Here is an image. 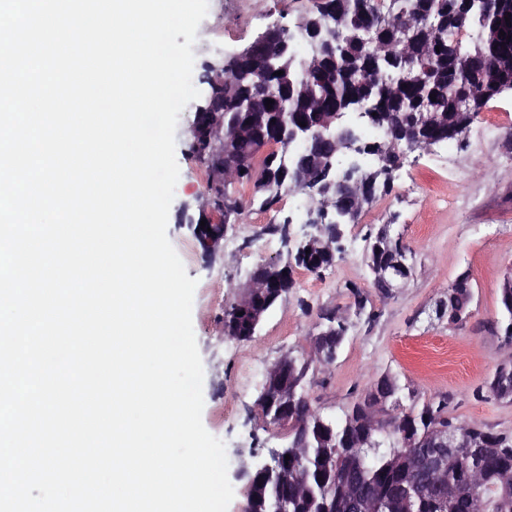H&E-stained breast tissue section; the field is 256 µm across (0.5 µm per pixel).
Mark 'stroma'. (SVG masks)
I'll list each match as a JSON object with an SVG mask.
<instances>
[{"label": "stroma", "instance_id": "35a3bbf8", "mask_svg": "<svg viewBox=\"0 0 512 512\" xmlns=\"http://www.w3.org/2000/svg\"><path fill=\"white\" fill-rule=\"evenodd\" d=\"M307 7L308 0H209L193 47L194 76L247 47L268 26L294 25ZM194 113L187 105L177 123L180 174L167 234L197 281L192 323L204 368L202 421L226 446L234 489L228 512H241L245 503L241 470L288 442L287 428L269 423L259 405L268 369L309 351L325 314L336 310L347 319L348 336L331 365L307 373L313 409L339 415L388 374L412 402L444 397L449 418L512 435V400L483 397L496 368L512 358V343L499 327L500 283L512 271V91L491 100L463 139L408 153L392 192L343 225L344 259L318 276L294 268L293 288L247 342L224 337V310L259 262L287 261L308 233L307 197L285 193L269 208H245L226 224L220 246L203 252L193 233L204 217L206 191L205 169L189 151ZM385 223L410 246L414 266L404 286L389 293L372 285L364 241ZM465 271L471 283L466 318L436 319V302ZM353 286L365 312L353 305Z\"/></svg>", "mask_w": 512, "mask_h": 512}]
</instances>
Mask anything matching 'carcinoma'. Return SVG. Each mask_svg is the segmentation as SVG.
I'll return each instance as SVG.
<instances>
[{
  "label": "carcinoma",
  "instance_id": "1",
  "mask_svg": "<svg viewBox=\"0 0 512 512\" xmlns=\"http://www.w3.org/2000/svg\"><path fill=\"white\" fill-rule=\"evenodd\" d=\"M509 25L512 0H488L485 7L467 0H312V8L293 27L296 37L282 60L283 75L268 72L255 57L227 59L210 71L224 94H216L205 112L196 113L193 124H203L205 113L212 110L234 122L224 127V135L237 139L238 158L214 162L207 188L224 205V219L241 214V201L227 191L233 183H252L250 203L263 209L289 187L277 154L266 155L253 167L262 140L285 123H325L333 112L374 113L368 129L359 133L364 155L375 160L368 170L374 186H361L358 192L368 205L377 195L391 192L394 173L405 158L403 145L415 140L426 147L432 139H458L490 100L512 88V41L500 36ZM267 99L274 104L265 106ZM365 242L374 276L394 254L410 253L402 239L387 238L380 229L369 232ZM344 255L339 241L329 249L315 244L295 258V265L318 275ZM454 292L450 322L467 314L471 300L468 287ZM501 304L500 329L512 343L511 275L501 285ZM245 311L241 304L224 310V333L239 342L252 339ZM347 331L346 318L338 314L332 328L317 339L337 351ZM370 390L389 396L400 408L392 426L378 435L366 434L367 398L335 418L326 417L310 407L303 384H298L288 413L289 441H298L288 460V481L248 475L253 512H271L282 495L293 500L294 512H321L326 494L335 499V512H353L346 469L357 489L374 498L376 512H471L474 492L483 493L493 512H512L501 506L503 489L512 490V435L448 419L447 401L440 398L403 408L402 389L388 375L375 379ZM487 393L497 400L512 394V360L496 369ZM436 426L479 441L484 452L477 459L464 453L448 468V484L457 485L451 502L414 493L403 498L402 488L411 487L414 453L405 443L421 442Z\"/></svg>",
  "mask_w": 512,
  "mask_h": 512
}]
</instances>
